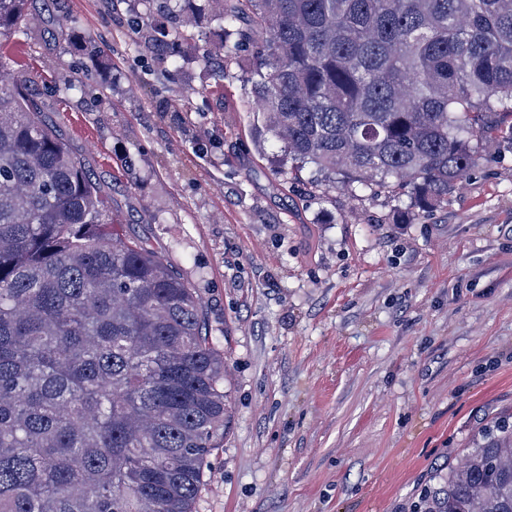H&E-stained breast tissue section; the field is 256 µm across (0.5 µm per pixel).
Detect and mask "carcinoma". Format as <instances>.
Listing matches in <instances>:
<instances>
[{
  "label": "carcinoma",
  "instance_id": "1",
  "mask_svg": "<svg viewBox=\"0 0 512 512\" xmlns=\"http://www.w3.org/2000/svg\"><path fill=\"white\" fill-rule=\"evenodd\" d=\"M132 1L161 63L189 40L248 62L291 171L421 210L512 141V0ZM30 0H0V42ZM224 356L165 256L123 238L99 184L0 76V512H195L228 419ZM411 512H512V420L487 422Z\"/></svg>",
  "mask_w": 512,
  "mask_h": 512
}]
</instances>
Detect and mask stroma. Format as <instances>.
<instances>
[{"label": "stroma", "mask_w": 512, "mask_h": 512, "mask_svg": "<svg viewBox=\"0 0 512 512\" xmlns=\"http://www.w3.org/2000/svg\"><path fill=\"white\" fill-rule=\"evenodd\" d=\"M0 44L120 231L201 298L229 420L198 512H407L512 416V147L422 211L282 172L248 76L159 67L110 0H34Z\"/></svg>", "instance_id": "1"}]
</instances>
